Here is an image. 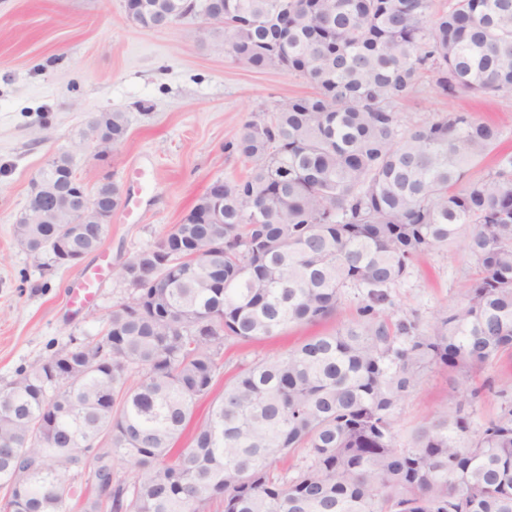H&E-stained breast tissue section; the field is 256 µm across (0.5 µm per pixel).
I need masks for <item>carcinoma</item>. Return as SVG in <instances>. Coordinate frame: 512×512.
Wrapping results in <instances>:
<instances>
[{"mask_svg":"<svg viewBox=\"0 0 512 512\" xmlns=\"http://www.w3.org/2000/svg\"><path fill=\"white\" fill-rule=\"evenodd\" d=\"M208 29L252 70L278 68L312 84L261 122L246 121L234 148L254 162L222 179L219 217L197 206L178 225L155 284L145 250L123 267L155 312L112 308L95 342L63 348L0 387V512H70L72 472L92 491L82 512H512V396L472 431L484 387L448 393V405L398 441L392 413L435 368L469 378L512 359V153L482 178L469 170L496 151V125L465 112L401 127L398 105L420 74L437 90L512 91V0H222ZM216 0H126L155 30L173 13ZM127 132L124 113L90 123L108 150ZM73 173L59 156L38 175L55 189ZM112 197L104 182L93 202ZM18 218L16 240L35 254L57 242L88 254L107 226L72 234L61 193ZM461 242L478 273L427 328L382 317L389 288L419 257ZM364 289L355 324L312 336L224 385L186 448L174 444L208 397L224 342L279 335L332 317L344 289ZM135 386L128 384L132 373ZM102 435L111 447L97 446ZM306 450L294 476L277 472ZM127 460L134 476L113 477Z\"/></svg>","mask_w":512,"mask_h":512,"instance_id":"cac0c4a2","label":"carcinoma"}]
</instances>
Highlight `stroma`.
<instances>
[{
    "mask_svg": "<svg viewBox=\"0 0 512 512\" xmlns=\"http://www.w3.org/2000/svg\"><path fill=\"white\" fill-rule=\"evenodd\" d=\"M310 91L298 74L238 66L199 35L191 19L144 30L127 21L125 0H0V387L70 340L102 336L113 305L133 291L122 274L128 260L179 224L213 180L251 169L249 159L227 149L242 123L266 118L278 103ZM449 111L495 122L508 132L512 149V92L461 90L445 98L425 77L400 105V122L410 127ZM108 112L124 113L127 133L100 161L82 133L92 116ZM61 155L91 190L107 180L128 192L135 169H143L146 195L133 217L113 211L100 252L48 271L44 256L19 246L12 226L27 206L32 178ZM103 252L111 273L90 303L72 306V288ZM475 268L459 243L422 256L391 288L392 313L430 325L459 300ZM361 294L345 289L323 324L297 325L273 339L225 342L214 396L261 360L352 323ZM461 383L451 373L424 371L394 411L399 441L408 442Z\"/></svg>",
    "mask_w": 512,
    "mask_h": 512,
    "instance_id": "1",
    "label": "stroma"
}]
</instances>
